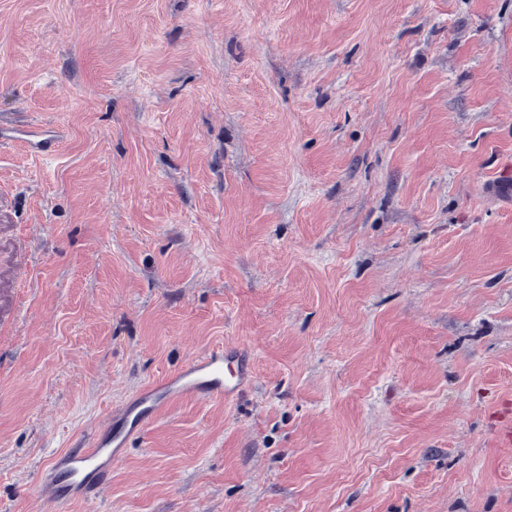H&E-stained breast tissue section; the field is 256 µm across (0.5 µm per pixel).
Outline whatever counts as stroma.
Instances as JSON below:
<instances>
[{
  "label": "stroma",
  "instance_id": "obj_1",
  "mask_svg": "<svg viewBox=\"0 0 512 512\" xmlns=\"http://www.w3.org/2000/svg\"><path fill=\"white\" fill-rule=\"evenodd\" d=\"M0 512L218 345L103 512H512V0H0ZM1 140H17L35 156L53 157L59 151L63 134L59 127L51 124L28 125L26 127L0 128Z\"/></svg>",
  "mask_w": 512,
  "mask_h": 512
}]
</instances>
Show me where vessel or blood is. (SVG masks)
Instances as JSON below:
<instances>
[{
  "label": "vessel or blood",
  "instance_id": "b4317fda",
  "mask_svg": "<svg viewBox=\"0 0 512 512\" xmlns=\"http://www.w3.org/2000/svg\"><path fill=\"white\" fill-rule=\"evenodd\" d=\"M0 139L20 141L31 154L52 157L59 151L63 134L59 127L43 123L2 127ZM236 356V351L223 347L196 356L184 367L138 390L122 405L114 432L98 434L85 448L55 456L43 471L53 508L58 510L71 500L96 503L110 481L113 464L123 458L129 438L143 434L152 414L171 401L185 396L233 398L249 378V370L243 366L235 380L225 379L224 364Z\"/></svg>",
  "mask_w": 512,
  "mask_h": 512
}]
</instances>
